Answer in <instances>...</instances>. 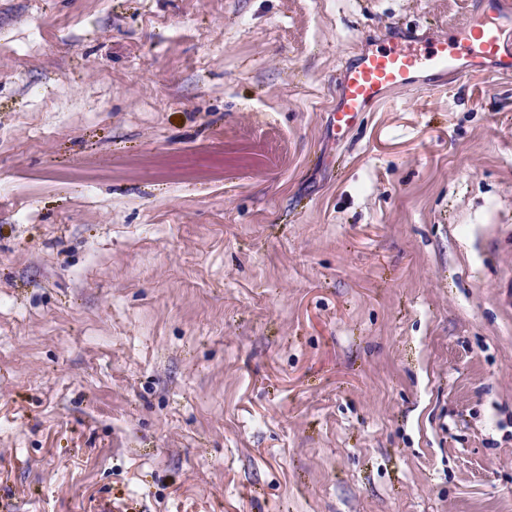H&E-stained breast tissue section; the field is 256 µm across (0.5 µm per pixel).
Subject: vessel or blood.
<instances>
[{"mask_svg": "<svg viewBox=\"0 0 512 512\" xmlns=\"http://www.w3.org/2000/svg\"><path fill=\"white\" fill-rule=\"evenodd\" d=\"M478 16L468 18L451 35L422 38L401 35L387 43L364 49L346 63L336 85L332 128L344 136L369 105L393 89L434 82L452 74L512 72V43L505 39V25L512 23L506 0H479Z\"/></svg>", "mask_w": 512, "mask_h": 512, "instance_id": "vessel-or-blood-1", "label": "vessel or blood"}]
</instances>
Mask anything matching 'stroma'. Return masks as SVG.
<instances>
[{
  "mask_svg": "<svg viewBox=\"0 0 512 512\" xmlns=\"http://www.w3.org/2000/svg\"><path fill=\"white\" fill-rule=\"evenodd\" d=\"M477 0H0V512H512V75L341 69Z\"/></svg>",
  "mask_w": 512,
  "mask_h": 512,
  "instance_id": "obj_1",
  "label": "stroma"
}]
</instances>
